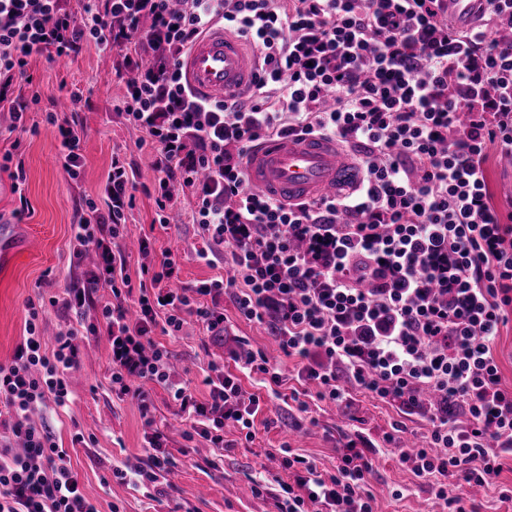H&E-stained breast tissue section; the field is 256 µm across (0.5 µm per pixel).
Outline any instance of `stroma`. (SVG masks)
<instances>
[{
  "label": "stroma",
  "mask_w": 512,
  "mask_h": 512,
  "mask_svg": "<svg viewBox=\"0 0 512 512\" xmlns=\"http://www.w3.org/2000/svg\"><path fill=\"white\" fill-rule=\"evenodd\" d=\"M124 70L122 51L92 45L63 62L33 55L27 66L28 81L12 86L14 96L29 103L22 126H14L9 108L0 109V158L12 155L25 177L21 192H14L10 171L0 168V222L12 225L14 231L12 248L0 250V363L10 361L24 334L28 303L42 304L43 299L79 285L85 270L96 266L94 255L71 265V226L78 221L86 199H100L113 156L124 159L140 186L120 241L130 276L138 277L141 266L159 264L169 251L178 255L179 286L190 288L231 275L223 261L208 264L198 258L207 240L197 225L157 223L155 198L143 191L155 175L154 151L145 133L116 109L125 92L120 77ZM75 89L82 93L74 113L82 127L83 169L73 181L58 162L60 139L46 114L60 111L62 101ZM144 236L153 241L147 254L138 247ZM223 306L224 335H211L192 316L180 335L154 331L155 341L170 353L172 376L188 385L198 399H206L208 390L202 378L208 362L235 372L228 353L245 348L279 364L286 382L274 393L262 386L258 376L241 375L245 394L260 398L255 437L246 441L236 424L226 423V447L221 451L199 438L185 440L186 424L178 403L162 386L144 383L154 404L153 426L168 435V449L176 461L164 494L155 499L112 477L113 466L144 458L150 428L134 401L112 393L106 337L82 339L79 364L70 374L69 406L47 405L43 416L52 424L58 446L67 450L86 495L99 512H276L272 495L280 483L290 480L281 466L283 445H291L296 453L314 461L319 473L327 477L335 474L348 443L360 437L378 448L371 457L369 479L377 512H442L434 489L440 485L455 494V474L416 476L400 463L398 449L383 441L396 423L404 427L403 442L423 441L430 429L427 412L381 401L354 387L340 403L317 399L316 384L296 380L295 359L279 350L267 329L243 318L232 300H225ZM101 320L96 301L78 314L44 306L42 329L45 336L53 337ZM302 402L307 411H299ZM77 434L84 440L76 444L72 438ZM253 479L267 486L266 494L248 492Z\"/></svg>",
  "instance_id": "35a3bbf8"
}]
</instances>
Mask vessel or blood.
<instances>
[{"mask_svg": "<svg viewBox=\"0 0 512 512\" xmlns=\"http://www.w3.org/2000/svg\"><path fill=\"white\" fill-rule=\"evenodd\" d=\"M480 0H448V23L466 29L476 18ZM257 59L244 40L218 28L201 36L182 60L185 79L201 97L231 101L253 88ZM250 187L294 203L311 197L351 191L362 172L338 143L319 137L265 142L246 157Z\"/></svg>", "mask_w": 512, "mask_h": 512, "instance_id": "obj_1", "label": "vessel or blood"}]
</instances>
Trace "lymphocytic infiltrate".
I'll list each match as a JSON object with an SVG mask.
<instances>
[{
  "instance_id": "f902f5d3",
  "label": "lymphocytic infiltrate",
  "mask_w": 512,
  "mask_h": 512,
  "mask_svg": "<svg viewBox=\"0 0 512 512\" xmlns=\"http://www.w3.org/2000/svg\"><path fill=\"white\" fill-rule=\"evenodd\" d=\"M487 2L477 24L456 30L444 20L448 0H84L77 16L61 0H0V104L32 54L125 50L135 77L118 109L155 151L158 221L178 191H191V221L208 238L199 258L224 252L234 270L176 292L168 255L132 282L118 241L136 185L113 158L101 200H86L73 226V257L95 247L101 269L50 304L78 312L107 290L103 322L88 331L106 336L112 390L145 423L153 403L138 379L164 387L212 447L223 448L225 421L252 429L259 399L243 396L237 377L209 362L200 402L171 380L169 353L152 337L157 328L177 335L189 314L223 332V314L199 299L228 294L298 360V379L318 382L319 399L343 401L353 386L406 405L432 390L460 405L468 425L432 416L427 447L401 453L415 475L452 470L468 486L499 475L512 452V387L493 344L512 321V225L491 201L486 163L493 150L512 157V0ZM219 27L258 54L255 87L240 103L197 98L180 68L193 42ZM46 120L78 179V122ZM288 136L355 150L361 184L292 206L252 192L248 151ZM24 331L0 364V512H98L49 424L31 419L47 402L68 405L79 332L46 342L33 305ZM281 452L293 481L275 495L277 512H374L372 465L355 444L327 478L290 446ZM174 465L156 431L145 460L114 475L154 489Z\"/></svg>"
}]
</instances>
